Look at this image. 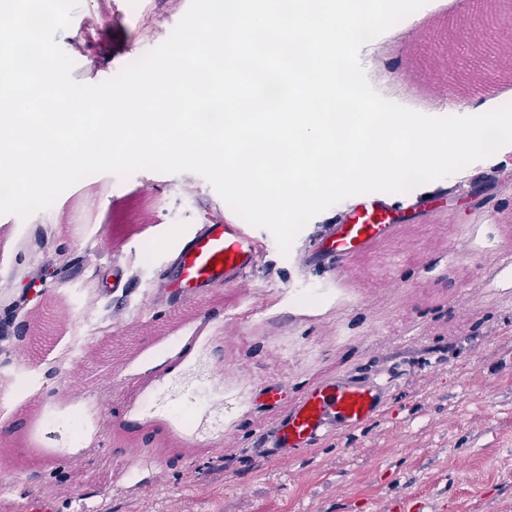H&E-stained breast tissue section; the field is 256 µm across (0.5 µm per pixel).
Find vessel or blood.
<instances>
[{"mask_svg": "<svg viewBox=\"0 0 512 512\" xmlns=\"http://www.w3.org/2000/svg\"><path fill=\"white\" fill-rule=\"evenodd\" d=\"M407 205L369 195L339 214L323 236L322 249L337 279H346L354 260L391 238H402ZM257 243L241 225L210 224L181 248L172 273L179 300L194 302L217 281L249 292ZM389 379L337 377L306 390L272 428L255 442L265 456L279 458L314 446L322 438L362 426L379 415L389 393Z\"/></svg>", "mask_w": 512, "mask_h": 512, "instance_id": "vessel-or-blood-1", "label": "vessel or blood"}]
</instances>
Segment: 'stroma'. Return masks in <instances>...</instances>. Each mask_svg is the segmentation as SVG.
<instances>
[{"label": "stroma", "instance_id": "35a3bbf8", "mask_svg": "<svg viewBox=\"0 0 512 512\" xmlns=\"http://www.w3.org/2000/svg\"><path fill=\"white\" fill-rule=\"evenodd\" d=\"M189 0H150L139 27L127 0H80L55 36L78 81L104 82L160 45ZM470 12L457 0H428L417 29L380 38L373 87L403 84L428 113L433 66L448 31ZM114 38L106 40L102 25ZM473 63L448 79L451 115L460 100L488 93L512 100V78L495 67L468 85ZM414 188L421 205L410 244L392 240L336 282L300 271L295 251L340 205L312 218L282 254L272 233L249 232L260 259L259 296L217 282L201 301L165 293L173 256L213 217L232 209L198 174L102 173L66 190L22 223L0 215V290L40 293L13 312L0 302V391L36 380L30 397L0 408V441L18 432L39 460L38 476L0 491V512H24L26 496L55 493L59 512H512V263L500 225L512 217V149ZM154 190L151 224L134 246L110 250V196ZM478 234L496 253L452 254L435 238ZM122 290H115L114 279ZM46 332L20 337L27 312ZM25 347L26 358L16 354ZM393 375L383 411L276 461L252 444L311 385L329 377ZM283 385L276 410L261 390ZM242 398L223 430L221 394ZM140 455L126 451L130 442ZM169 454L149 458L151 450Z\"/></svg>", "mask_w": 512, "mask_h": 512}]
</instances>
